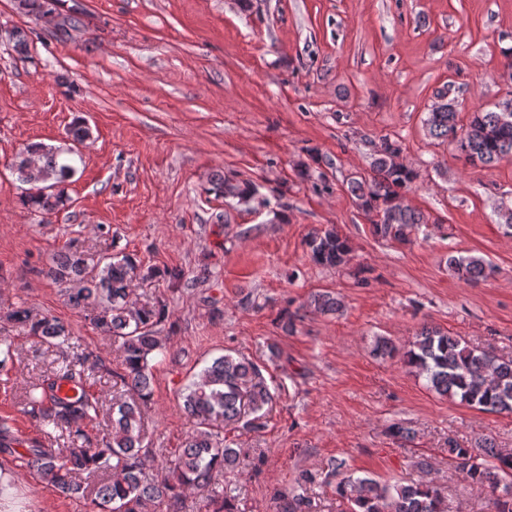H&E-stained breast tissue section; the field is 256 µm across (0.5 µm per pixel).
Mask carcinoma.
<instances>
[{
    "instance_id": "obj_1",
    "label": "carcinoma",
    "mask_w": 512,
    "mask_h": 512,
    "mask_svg": "<svg viewBox=\"0 0 512 512\" xmlns=\"http://www.w3.org/2000/svg\"><path fill=\"white\" fill-rule=\"evenodd\" d=\"M58 4L59 0H17V9L39 19L57 10ZM426 126L431 137L454 141L460 158L471 166H490L512 157V112L477 111L461 130L456 110L445 105L432 108ZM68 133L75 144L91 136L81 117L73 120ZM401 153L399 141L383 138L371 181L353 180L349 189L370 216L374 236L405 243L411 228L425 220L421 213L395 205L416 178L411 168L398 162ZM62 154L59 148L36 145L19 153L12 163L18 178L35 187L25 192L22 204L44 218L64 205L63 184L75 173L73 165L59 161ZM216 190L240 204L248 203L254 192L248 182L224 178L217 179ZM306 245L318 265L341 267L350 262L349 241L333 227L312 234ZM448 267L468 284L486 281L494 273L491 262L476 256H451ZM48 276L62 286L73 308L97 310L91 320L121 353L123 373L117 378L131 391V397L112 403L107 433L101 444L89 446L85 423L98 418L102 410V401L91 392L100 364H90L86 357L63 360L29 391L27 404L50 428L46 435L61 432L66 447L56 451L34 440L23 455L26 465L65 495L80 493L76 478L83 472L111 475L95 493L96 512H146L151 504L163 506L165 512H182L188 491L207 493L213 512H239L232 477L239 472L241 449L224 444L219 433L242 422L256 430L265 427L262 410L273 395L258 365L227 352L186 385L183 408L193 429L170 460L169 475L153 478L146 472L142 446L143 411L152 398L149 360L163 348L159 327L166 321V306L133 300V283L140 271L137 260L127 254L104 255L91 266L81 252L69 249L52 257ZM307 307L336 314L342 303L330 292H317ZM6 319L50 347L75 345L64 323L52 315L35 319L29 308L19 305ZM402 361L441 396L485 411L512 414L511 358L424 325L403 352ZM58 382L73 384L78 396L48 398ZM448 456L473 486L494 492L501 484L512 483V452L495 447L486 438L478 448L453 443ZM331 475L337 478L334 490L347 504V512H449L448 497L433 481L382 485L370 477L354 476L343 459L334 461ZM319 477L310 469L298 471L287 488L274 493L275 512H312L307 490Z\"/></svg>"
}]
</instances>
